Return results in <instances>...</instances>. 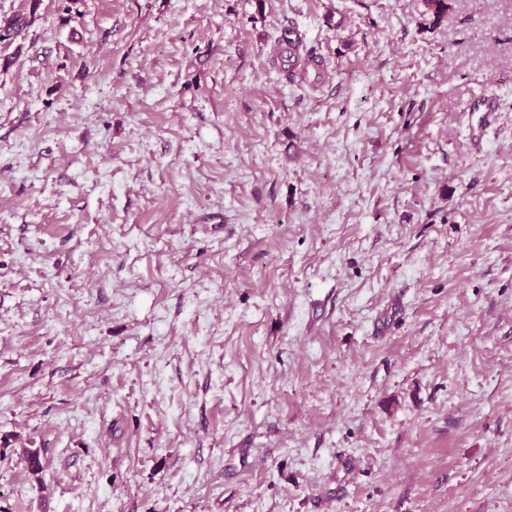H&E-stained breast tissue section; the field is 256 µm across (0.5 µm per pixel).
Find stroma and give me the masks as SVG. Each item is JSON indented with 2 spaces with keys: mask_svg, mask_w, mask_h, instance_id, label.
<instances>
[{
  "mask_svg": "<svg viewBox=\"0 0 512 512\" xmlns=\"http://www.w3.org/2000/svg\"><path fill=\"white\" fill-rule=\"evenodd\" d=\"M36 10L0 512H512V0Z\"/></svg>",
  "mask_w": 512,
  "mask_h": 512,
  "instance_id": "1",
  "label": "stroma"
}]
</instances>
